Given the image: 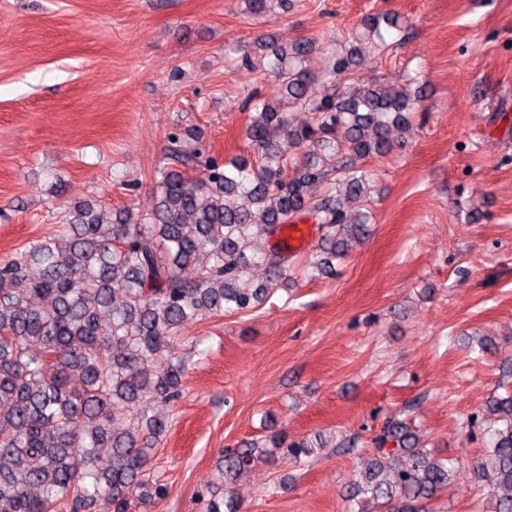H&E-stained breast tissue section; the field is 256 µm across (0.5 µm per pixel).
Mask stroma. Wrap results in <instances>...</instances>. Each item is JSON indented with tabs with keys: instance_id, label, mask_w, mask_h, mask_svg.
I'll list each match as a JSON object with an SVG mask.
<instances>
[{
	"instance_id": "1",
	"label": "stroma",
	"mask_w": 512,
	"mask_h": 512,
	"mask_svg": "<svg viewBox=\"0 0 512 512\" xmlns=\"http://www.w3.org/2000/svg\"><path fill=\"white\" fill-rule=\"evenodd\" d=\"M403 31L349 74L420 95L404 144L369 162L371 232L327 274L317 239L290 250L287 289L248 314L205 316L171 427L148 463L164 498L130 512H204L224 449L261 450L233 484L239 512H359L355 473L403 420L455 472L439 512H491L471 426L512 393V0H0V261L55 232L70 203L144 212L173 132L211 155L245 148L253 89L239 60L269 34L314 39L323 73L367 16ZM307 443L294 462L273 436Z\"/></svg>"
}]
</instances>
